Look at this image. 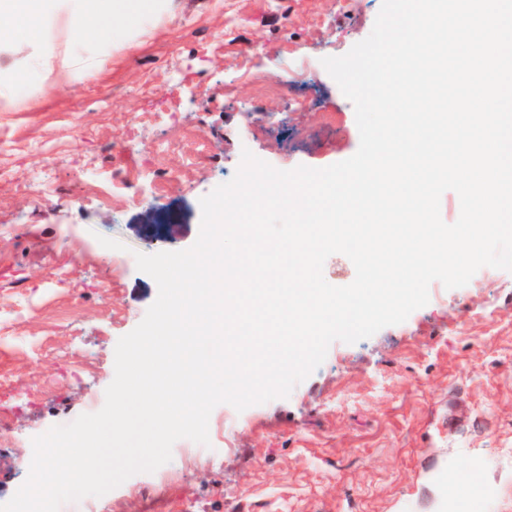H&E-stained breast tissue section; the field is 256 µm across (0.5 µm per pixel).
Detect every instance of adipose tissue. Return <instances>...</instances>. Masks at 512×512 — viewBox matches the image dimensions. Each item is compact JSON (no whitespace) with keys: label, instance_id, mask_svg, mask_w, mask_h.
I'll return each mask as SVG.
<instances>
[{"label":"adipose tissue","instance_id":"adipose-tissue-1","mask_svg":"<svg viewBox=\"0 0 512 512\" xmlns=\"http://www.w3.org/2000/svg\"><path fill=\"white\" fill-rule=\"evenodd\" d=\"M164 8L165 0H0V55L38 48L58 23L76 38L119 40Z\"/></svg>","mask_w":512,"mask_h":512}]
</instances>
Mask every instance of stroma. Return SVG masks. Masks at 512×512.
I'll use <instances>...</instances> for the list:
<instances>
[{"mask_svg": "<svg viewBox=\"0 0 512 512\" xmlns=\"http://www.w3.org/2000/svg\"><path fill=\"white\" fill-rule=\"evenodd\" d=\"M381 5L170 0L126 42L51 29L39 82L0 112V503L34 437L103 407L116 344L158 294L136 254L195 243L241 142L281 170L356 153L321 60L368 37ZM74 55L108 63L62 69ZM150 210L179 233L156 235ZM209 440L177 441L163 485L135 474L98 512H431L448 469L447 512H512V272L432 282L405 322L333 342L288 397L216 406Z\"/></svg>", "mask_w": 512, "mask_h": 512, "instance_id": "stroma-1", "label": "stroma"}]
</instances>
